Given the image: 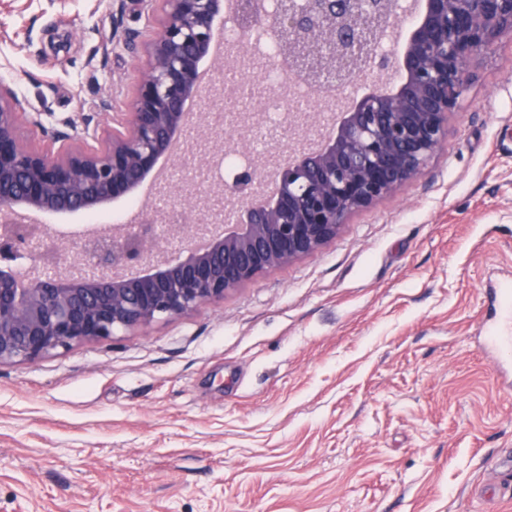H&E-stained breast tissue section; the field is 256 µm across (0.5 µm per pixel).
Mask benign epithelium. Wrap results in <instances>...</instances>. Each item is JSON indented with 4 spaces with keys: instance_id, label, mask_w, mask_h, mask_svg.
Returning a JSON list of instances; mask_svg holds the SVG:
<instances>
[{
    "instance_id": "obj_1",
    "label": "benign epithelium",
    "mask_w": 512,
    "mask_h": 512,
    "mask_svg": "<svg viewBox=\"0 0 512 512\" xmlns=\"http://www.w3.org/2000/svg\"><path fill=\"white\" fill-rule=\"evenodd\" d=\"M147 15L161 11L127 111L82 112L56 131V152L34 147L20 124L45 130L43 113L24 111L0 93V364L35 362L52 350L112 338L161 318L215 303L258 275L309 256L333 239L349 216L394 195L420 174L448 136L461 108L474 61L512 37V0H426L399 60L376 51L396 26L400 0H278L273 16L263 0H235L238 25L264 27L295 72L312 83L331 76L322 109L341 108V89L394 70L393 90L363 94L345 119L321 139H291L281 159L255 166L214 191L192 181V208L205 217L189 238L156 218L123 229L103 227L82 239L78 256L60 267L56 252H36L48 236L23 211L92 212L136 192L162 158L182 161L175 147L189 139L206 164L223 129L212 123L224 94L209 97L197 118L187 103L201 97V61L210 53L213 21L224 0H137ZM227 70L242 74L256 60L229 54Z\"/></svg>"
}]
</instances>
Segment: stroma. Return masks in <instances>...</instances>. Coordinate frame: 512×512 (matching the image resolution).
<instances>
[{"label": "stroma", "instance_id": "obj_1", "mask_svg": "<svg viewBox=\"0 0 512 512\" xmlns=\"http://www.w3.org/2000/svg\"><path fill=\"white\" fill-rule=\"evenodd\" d=\"M0 0V85L121 112L158 26L127 0ZM63 260L82 213L43 216ZM512 279V38L424 173L218 303L0 364V512H512V395L481 350Z\"/></svg>", "mask_w": 512, "mask_h": 512}]
</instances>
